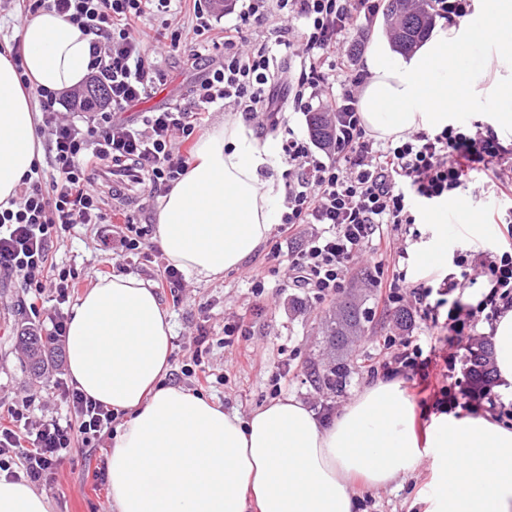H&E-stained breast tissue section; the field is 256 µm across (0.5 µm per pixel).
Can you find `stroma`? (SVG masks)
Masks as SVG:
<instances>
[{
	"label": "stroma",
	"instance_id": "obj_1",
	"mask_svg": "<svg viewBox=\"0 0 512 512\" xmlns=\"http://www.w3.org/2000/svg\"><path fill=\"white\" fill-rule=\"evenodd\" d=\"M163 21L160 15L151 18L147 50L150 59L166 74L167 82L156 95L127 109V116L137 120L171 100L188 98L200 76L189 61L190 46H183L177 53L164 51L169 31ZM435 237V227L428 216L399 233V244L406 247L410 256L407 278L414 286L431 285L433 276L443 277L455 270L449 261L438 273L420 272L419 260L431 248ZM276 239V233H269L255 253L220 278L201 282L185 278L181 304H173L168 289H157L156 294L173 325L166 380L190 391L199 390L202 396L243 416L272 400V389L276 386L282 395L302 400L317 416L333 415L371 384L369 368L382 358L385 337H417L425 332L426 324L415 313L407 326H399L393 319L394 309L378 307L375 271L378 257L374 247H367L364 255L352 262L345 291L363 299L372 310L374 321L349 350V377L343 392L336 394L317 388L310 381L308 371L313 367L323 368L331 358L321 333V322L336 301L317 298L307 289L288 284L278 260L271 255ZM148 243L147 253L121 256L103 244L102 234L96 227L79 225L55 242L52 252L58 267L75 273L78 289L83 292L105 276L133 273L152 279L165 265L166 258L156 238H149ZM257 280L265 283V291L260 295L253 288ZM32 303L39 310L40 322H47L55 306L52 293L30 299L15 279L0 275V412L25 403L35 417L65 416L69 413L65 401L51 392L48 383L29 376L25 370L26 356L14 341L18 326L31 317L28 306ZM242 312L251 316L250 335L236 346H225L224 327L231 323L233 315ZM201 330L206 332L209 344L200 352L194 338ZM197 354L212 372L209 385L200 388L181 373L182 367ZM284 355L290 358L291 369L283 377L278 363ZM428 381L425 390L420 389L417 380L402 381L414 405L417 430L422 434L442 412L436 394L446 383L436 367L430 370ZM114 436V430L110 429L95 446L79 445L68 451L45 491L52 512H111L108 483L94 478L93 472L106 464ZM430 482L431 470L424 461L397 484L384 489L359 485L355 492L359 499L369 502L364 512H424Z\"/></svg>",
	"mask_w": 512,
	"mask_h": 512
}]
</instances>
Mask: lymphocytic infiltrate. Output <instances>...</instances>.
I'll use <instances>...</instances> for the list:
<instances>
[{
  "mask_svg": "<svg viewBox=\"0 0 512 512\" xmlns=\"http://www.w3.org/2000/svg\"><path fill=\"white\" fill-rule=\"evenodd\" d=\"M21 22L42 8L54 9L69 24L92 38L89 79L107 91L104 102L84 108L80 95H60L32 87L41 119L37 130L47 138L45 165L34 166L16 200L0 208V272L18 280L26 291L53 290L58 303L49 317L50 333L63 339L67 316L61 306L72 295L74 275L56 268L55 239L78 224H108L122 254L139 253L148 227L119 218L104 208L92 184L103 166L113 175L145 185L150 194L168 191L189 166L178 151L206 124L212 106H229L259 129L282 121L278 86H286L293 109L327 112L335 135L323 157H315L307 140L282 143L288 183L286 209L278 232L292 237L299 225L312 224L304 249L286 254L284 277L320 298L342 292L351 262L369 241L394 248L380 235L383 225L416 223L421 206L467 189L470 175H480L484 188L512 199V144H503L478 126L451 123L441 131L419 130L399 139L369 138L358 112L359 88L366 75L350 61L349 36L354 26H370L381 12V0H240L232 22L204 11L189 0H7ZM187 20L176 27L168 49L180 51L184 30L195 37V62L207 71L192 89L189 103H172L150 111L142 122L122 119L127 108L154 95L164 75L147 54L146 21L151 12ZM276 20L284 48H296L297 68L276 76V54L265 40H251L246 27ZM296 40H289V33ZM223 47L222 61L210 63L206 52ZM395 249V248H394ZM454 273L437 286L415 288L399 264L378 279L377 299L386 307L409 303L432 327L449 336L474 335L480 321H495L512 311V246L480 252L456 250ZM483 287L477 306L454 300L456 291ZM385 357L371 366L375 376L398 375L427 380L436 360L455 370L457 358L421 339L385 337ZM53 387L70 409L67 418H33L28 407H11V423L0 428V470L21 463L24 477L37 486L54 479L64 452L75 443L98 441L115 418L107 406L92 401L63 378Z\"/></svg>",
  "mask_w": 512,
  "mask_h": 512,
  "instance_id": "1",
  "label": "lymphocytic infiltrate"
}]
</instances>
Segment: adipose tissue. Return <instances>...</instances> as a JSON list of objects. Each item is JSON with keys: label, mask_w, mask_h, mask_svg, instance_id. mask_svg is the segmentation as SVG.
Here are the masks:
<instances>
[{"label": "adipose tissue", "mask_w": 512, "mask_h": 512, "mask_svg": "<svg viewBox=\"0 0 512 512\" xmlns=\"http://www.w3.org/2000/svg\"><path fill=\"white\" fill-rule=\"evenodd\" d=\"M480 25H438L410 55L377 35L363 59L361 120L376 138L438 131L453 107L512 98V0H482ZM34 86L79 87L90 39L54 10L19 30ZM489 68L467 62L474 39ZM36 111L10 54H0V206L36 160ZM278 142L232 112L196 143L187 173L159 199L156 239L186 275L210 281L238 268L281 210ZM173 329L152 284L100 278L74 304L64 338L71 383L125 420L112 441L113 512H358L354 485L396 483L430 458L427 512H512V427L444 415L419 438L402 384L363 389L330 420L286 396L248 417L166 384ZM499 389L512 395V311L495 323ZM0 512H51L29 482L0 475Z\"/></svg>", "instance_id": "ef3b65f1"}]
</instances>
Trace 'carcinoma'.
<instances>
[{
	"instance_id": "cac0c4a2",
	"label": "carcinoma",
	"mask_w": 512,
	"mask_h": 512,
	"mask_svg": "<svg viewBox=\"0 0 512 512\" xmlns=\"http://www.w3.org/2000/svg\"><path fill=\"white\" fill-rule=\"evenodd\" d=\"M401 0H389L386 9V21H395L393 31V47L404 54L412 50L427 36L433 25L432 15L425 9L400 13ZM310 134L319 145L331 141L333 122L324 112H312L309 117ZM371 323L370 312L363 304L352 298L341 300L336 310L325 317L322 323V333L327 338L330 347L336 353V359L329 363L321 375L316 376L315 383L327 390L339 392L349 374V364L346 351L354 339L363 335ZM18 345L27 356L26 370L36 378L49 377L48 351L54 348L55 342L41 334L36 329H23L16 336ZM469 376L479 386L488 385L494 381V350L492 343L477 340L471 344L468 356Z\"/></svg>"
}]
</instances>
